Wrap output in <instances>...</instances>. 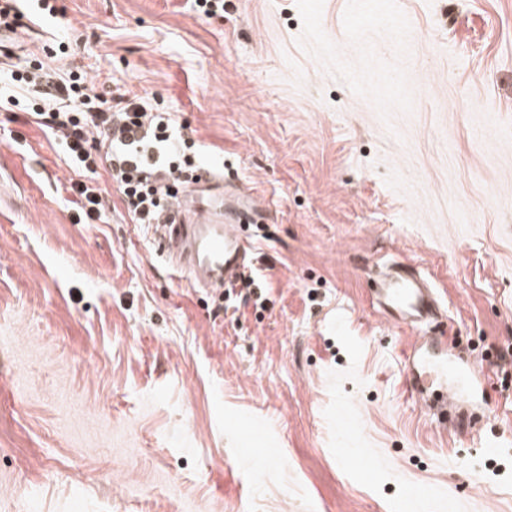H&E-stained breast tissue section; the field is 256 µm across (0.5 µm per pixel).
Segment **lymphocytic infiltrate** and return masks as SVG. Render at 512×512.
Returning <instances> with one entry per match:
<instances>
[{
  "mask_svg": "<svg viewBox=\"0 0 512 512\" xmlns=\"http://www.w3.org/2000/svg\"><path fill=\"white\" fill-rule=\"evenodd\" d=\"M7 104L30 114L45 133L58 138L70 168L78 175L70 192L85 220L101 218L104 204L95 182L106 169L123 196L133 223L155 224L165 212L166 189L182 165L194 164L195 143L149 98L94 90L87 73L67 74L25 57L14 64Z\"/></svg>",
  "mask_w": 512,
  "mask_h": 512,
  "instance_id": "1",
  "label": "lymphocytic infiltrate"
}]
</instances>
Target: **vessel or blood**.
<instances>
[{
	"label": "vessel or blood",
	"mask_w": 512,
	"mask_h": 512,
	"mask_svg": "<svg viewBox=\"0 0 512 512\" xmlns=\"http://www.w3.org/2000/svg\"><path fill=\"white\" fill-rule=\"evenodd\" d=\"M194 193L193 206L173 201L166 223L154 225L152 234L159 252L190 272L193 286L220 296L227 285L245 276L248 246L240 225L224 221L223 179L195 183ZM372 299L392 326L412 337L404 358L408 391L436 423L447 425L449 398L474 391L479 381L471 368L449 356L447 341L433 329L437 300L432 289L413 267L398 262L392 275L374 289Z\"/></svg>",
	"instance_id": "vessel-or-blood-1"
}]
</instances>
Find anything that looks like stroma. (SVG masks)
Returning <instances> with one entry per match:
<instances>
[{
	"instance_id": "35a3bbf8",
	"label": "stroma",
	"mask_w": 512,
	"mask_h": 512,
	"mask_svg": "<svg viewBox=\"0 0 512 512\" xmlns=\"http://www.w3.org/2000/svg\"><path fill=\"white\" fill-rule=\"evenodd\" d=\"M63 5L22 50L187 125L265 288L187 284L107 170L78 222L59 141L0 105V512H512V0ZM404 259L481 429L407 390L370 301Z\"/></svg>"
}]
</instances>
